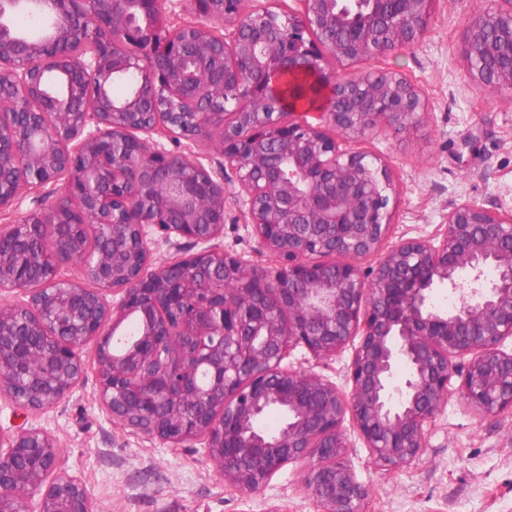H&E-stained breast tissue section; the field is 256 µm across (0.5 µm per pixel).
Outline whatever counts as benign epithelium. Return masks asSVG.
<instances>
[{
	"label": "benign epithelium",
	"mask_w": 512,
	"mask_h": 512,
	"mask_svg": "<svg viewBox=\"0 0 512 512\" xmlns=\"http://www.w3.org/2000/svg\"><path fill=\"white\" fill-rule=\"evenodd\" d=\"M28 2L43 5L34 36L7 22L21 0H0V97L37 103L23 121L0 110V212L24 189L51 191L0 227V400L47 413L91 363L123 428L202 445L250 493L300 464L321 512H360L367 495L344 460L345 421L399 469L453 395L482 418L512 410V212L465 199L438 233L382 250L390 164L362 144L409 128L426 103L389 69L336 71L421 41L438 0H183L184 23L168 0ZM78 39L92 50L73 52ZM463 40L475 87L511 101L512 0H488ZM285 75L316 82L319 107L273 92ZM229 168L270 266L219 243ZM34 224L69 227L36 284L24 265ZM160 244L173 254L158 264ZM438 287L457 295L451 310L435 308ZM349 344L347 391L284 364L298 346L325 358ZM272 410L284 415L275 433L257 425ZM0 512L99 508L62 471L56 437L31 424L0 430Z\"/></svg>",
	"instance_id": "1"
}]
</instances>
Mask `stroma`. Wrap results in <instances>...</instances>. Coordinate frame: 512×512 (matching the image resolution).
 Masks as SVG:
<instances>
[{
    "label": "stroma",
    "mask_w": 512,
    "mask_h": 512,
    "mask_svg": "<svg viewBox=\"0 0 512 512\" xmlns=\"http://www.w3.org/2000/svg\"><path fill=\"white\" fill-rule=\"evenodd\" d=\"M484 0H439L425 37L393 49L381 65L421 88L423 121L385 130L369 147L390 163L396 187L387 244L434 235L456 202L475 199L512 210V102L498 89L476 88L464 57L463 31ZM367 59L340 67L346 77L374 71ZM241 203L229 202L222 243L248 265L267 264ZM350 351L327 358L294 348L288 365L346 386ZM33 423L57 438L64 469L80 477L101 512H319L291 464L258 493L225 485L200 445L172 447L114 425L97 400V373ZM346 462L368 494L362 512H512V412L481 418L452 397L426 427L427 446L412 464L375 462L352 423H345Z\"/></svg>",
    "instance_id": "35a3bbf8"
}]
</instances>
